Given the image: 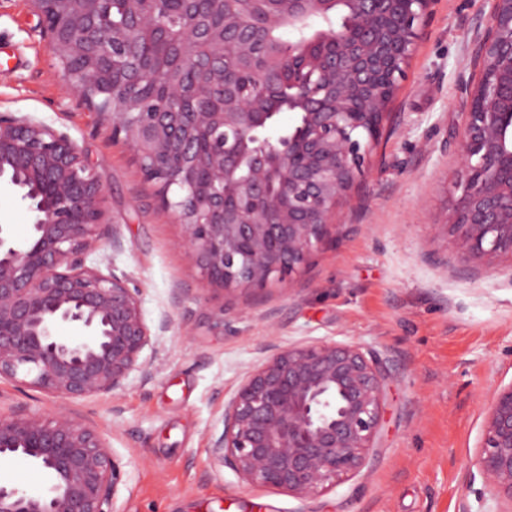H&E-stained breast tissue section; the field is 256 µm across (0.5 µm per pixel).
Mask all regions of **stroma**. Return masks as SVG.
Returning a JSON list of instances; mask_svg holds the SVG:
<instances>
[{
    "label": "stroma",
    "instance_id": "stroma-1",
    "mask_svg": "<svg viewBox=\"0 0 512 512\" xmlns=\"http://www.w3.org/2000/svg\"><path fill=\"white\" fill-rule=\"evenodd\" d=\"M489 0H434L367 167L291 282L258 292L210 285L183 229L157 204L137 157L69 90L32 0H0V113L68 132L107 185L123 248L90 257L140 291L160 337L112 396L65 400L0 380V412L69 411L122 466L118 512H499L475 465L487 410L512 383V278L463 262L446 225L457 179V106ZM29 238L27 204L0 186V225ZM361 345L390 371L377 446L355 476L301 501L246 485L212 453L224 405L265 347Z\"/></svg>",
    "mask_w": 512,
    "mask_h": 512
}]
</instances>
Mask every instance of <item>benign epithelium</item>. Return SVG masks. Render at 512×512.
I'll list each match as a JSON object with an SVG mask.
<instances>
[{"label":"benign epithelium","mask_w":512,"mask_h":512,"mask_svg":"<svg viewBox=\"0 0 512 512\" xmlns=\"http://www.w3.org/2000/svg\"><path fill=\"white\" fill-rule=\"evenodd\" d=\"M67 84L136 153L159 208L184 230L187 257L210 284L258 291L300 273L324 242L333 213L378 139L386 109L433 0H353L357 21L323 33L322 89H300L299 123L271 138L276 106L229 90L224 57L255 60L257 32L306 19L318 0H260L252 27L221 28L236 0H180L182 19L158 23L166 0H128L127 31L112 0H32ZM489 24L471 49L475 91L460 109L459 195L448 225L460 257L492 271L512 258V0H490ZM168 51L146 63L161 93L181 104L135 112L143 72L118 66L141 42ZM207 63L198 78L177 63ZM369 137L363 139L360 130ZM33 214L15 241L0 225V379L62 399L111 395L129 375L148 377L154 346L137 290L89 266L110 244L106 187L69 134L0 113V183ZM71 324L79 338L57 328ZM245 376L224 408L216 456L252 487L307 500L360 472L379 433L386 382L381 361L354 343L280 348ZM27 462L51 483L39 492L0 484V512H117L121 466L94 428L69 413L0 416V463ZM476 466L485 487L512 506V383L495 392Z\"/></svg>","instance_id":"7a95c632"}]
</instances>
